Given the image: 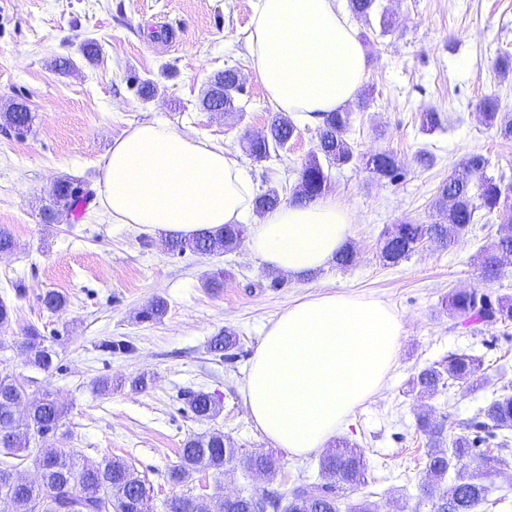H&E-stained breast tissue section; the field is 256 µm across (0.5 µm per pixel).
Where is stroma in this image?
<instances>
[{
  "mask_svg": "<svg viewBox=\"0 0 512 512\" xmlns=\"http://www.w3.org/2000/svg\"><path fill=\"white\" fill-rule=\"evenodd\" d=\"M379 4L392 20L389 32H382L375 15L352 21L368 58L361 87L367 106L348 105L353 119L347 138L356 158L331 169L328 187L354 212L349 243L357 262L285 276L274 288L271 271L245 248L174 255L159 237L113 223L95 200L72 223L41 220L59 178L96 185L113 141L143 121L228 149L255 191L274 187L291 200L296 171L316 149L317 130L302 126L292 149L269 161L246 155L245 131H263L275 114L246 49L252 0H0V107L22 100L33 115L26 135L0 131V228L15 241L12 252L0 254V292L15 282L26 288L25 297L12 302L10 326L0 328V368L24 383H49L67 410L58 446L74 449L91 466L108 457L126 460L145 476L155 512L189 491H205L217 501L267 487L264 476L244 477L237 466L222 477L206 471L186 483L170 481L184 441L214 429L273 455L277 481L317 480L318 455L296 457L276 447L250 419L244 398L265 330L295 301L328 292L372 296L403 321L398 359L383 388L340 432L363 451L369 474L367 488L349 492L347 503L367 498L377 512H430L421 492L429 447L416 427L418 414L429 410L444 418L445 433L453 436L490 400L512 392V326L467 327L441 306L455 289L482 285L492 294L512 295V268L485 283L474 265L480 249L502 233V219L471 225L449 250L424 243L396 266L377 256L388 227L405 219L434 221L437 189L467 155L488 157L491 174L512 175V140L488 129L479 115L487 97L512 113V76L495 70L499 56L512 54V0ZM87 40L100 48L91 62L80 51ZM62 57L73 68L53 70ZM228 68L244 81L239 121L199 104L210 77ZM431 108L448 122L445 130L425 134L419 115ZM384 150L396 154L402 180L377 181L365 170L363 156ZM423 150L434 156L433 166H419ZM216 269L230 273L218 293L203 285ZM49 291L66 297L63 311L43 308L40 298ZM156 296L166 300V316L140 321V311ZM30 324L58 353L51 374L28 366L18 346ZM227 329L239 337L230 360L209 351L211 338ZM108 337L129 341L133 352L101 351L98 344ZM461 353L481 360L482 387H443L422 400L408 394L414 373ZM141 374L149 380L142 391L125 386L103 396L94 389L101 377ZM198 390L220 401L217 419L201 421L188 410L184 394Z\"/></svg>",
  "mask_w": 512,
  "mask_h": 512,
  "instance_id": "35a3bbf8",
  "label": "stroma"
}]
</instances>
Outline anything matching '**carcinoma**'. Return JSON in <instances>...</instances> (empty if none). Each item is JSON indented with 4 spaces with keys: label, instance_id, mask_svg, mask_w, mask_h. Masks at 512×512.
Returning a JSON list of instances; mask_svg holds the SVG:
<instances>
[{
    "label": "carcinoma",
    "instance_id": "cac0c4a2",
    "mask_svg": "<svg viewBox=\"0 0 512 512\" xmlns=\"http://www.w3.org/2000/svg\"><path fill=\"white\" fill-rule=\"evenodd\" d=\"M349 8L358 18H368L376 9V0H349ZM236 71L226 69L214 76L204 92L201 105L209 111L222 107L224 112L241 111L237 99L241 90L235 81ZM484 123L505 139H512V119L498 112L497 100H483ZM352 113L342 110L323 115L318 128L316 151L301 165L292 202L307 203L320 197L327 186L329 169L349 164L354 150L347 139ZM32 115L18 100L0 112V128L23 135L31 130ZM421 129L427 133L444 129L439 112L421 114ZM298 134L291 116L278 112L272 119L267 137L246 141V151L255 162H265L279 155L285 140ZM489 160L481 154H470L437 191L435 208L441 221L422 224L404 221L388 229L379 244V257L389 266L407 260L422 244L433 242L443 249L454 248L477 218L489 222L505 212H512V176L487 174ZM365 169L377 180L396 182L402 177L396 156L387 151L365 159ZM93 191L69 178L57 180L45 205L42 219L46 224H68L75 212L87 206ZM278 190L270 188L256 195L254 208L261 214L279 206ZM241 224H226L224 231L211 235L201 233L191 239L170 237L164 247L172 253L206 254L219 247L226 253L236 250L244 239ZM512 256V234H502L477 256L479 277L483 281L498 278L503 259ZM44 308L57 313L66 307L63 295L50 291L42 299ZM448 315L467 323L512 325V296H495L482 288L453 290L445 300ZM167 312V302L156 298L142 310L141 321L154 322ZM239 344L237 336L226 331L210 340V351L230 358ZM19 347L33 368L48 373L53 370L57 353L47 345L38 327L24 329ZM480 365L466 354H459L440 368L429 366L413 377L410 389L421 397H429L450 379L471 389L481 385ZM186 404L198 419L214 420L220 414L219 402L209 393L194 391ZM65 407L53 391L42 386L31 395L18 384L7 369L0 370V441L7 454L28 461L39 474L38 482L26 483L14 477L15 465L0 462V504L8 512H153L145 480L121 458L110 457L97 466L80 462L71 448L54 446L53 438L63 418ZM417 428L427 437L431 452L426 463L422 485L423 497L431 503V512H445L448 501L456 502L457 512H475L488 502L489 487L485 475L507 464L498 455L483 457L484 471L474 473L462 464L472 452L493 438L499 448L512 445V394L491 400L479 413V420L465 426L466 432L448 440L445 422L431 414L418 416ZM237 462L248 472H261L272 480L277 474L276 460L259 452L237 446L220 430L188 438L182 445L178 462L169 471L171 481L184 483L200 471L224 474L227 464ZM320 471L329 483L302 482L280 490H254L234 500L214 502L191 492L175 496L164 503V512H341V498L347 490H355L368 482V467L363 452L344 439H336L334 448L319 459ZM454 472L453 479L448 473Z\"/></svg>",
    "mask_w": 512,
    "mask_h": 512
}]
</instances>
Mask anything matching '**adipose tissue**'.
I'll return each instance as SVG.
<instances>
[{"label": "adipose tissue", "instance_id": "adipose-tissue-1", "mask_svg": "<svg viewBox=\"0 0 512 512\" xmlns=\"http://www.w3.org/2000/svg\"><path fill=\"white\" fill-rule=\"evenodd\" d=\"M248 51L276 109L304 123L344 108L365 78L364 47L336 0H254ZM98 193L113 223L150 234L188 239L248 225V253L292 276L327 267L354 222L332 196L253 217V184L235 157L154 121L114 140ZM403 332L396 311L372 297L327 293L289 305L251 359V420L290 454L324 448L382 388Z\"/></svg>", "mask_w": 512, "mask_h": 512}]
</instances>
